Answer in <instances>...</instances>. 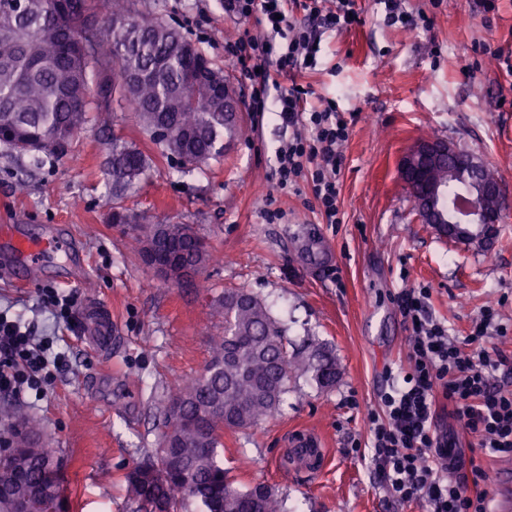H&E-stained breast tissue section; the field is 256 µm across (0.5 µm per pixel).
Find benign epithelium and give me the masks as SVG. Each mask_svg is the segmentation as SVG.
Wrapping results in <instances>:
<instances>
[{
	"label": "benign epithelium",
	"mask_w": 512,
	"mask_h": 512,
	"mask_svg": "<svg viewBox=\"0 0 512 512\" xmlns=\"http://www.w3.org/2000/svg\"><path fill=\"white\" fill-rule=\"evenodd\" d=\"M454 147L438 139L419 140L414 143L400 158L399 167L403 179L417 181L431 164H446L451 174V181L464 182L470 190L464 202L443 212L435 205V200L442 197L447 185L435 183L426 193L418 195L414 202L417 218L424 224L436 225V230L450 240L463 244L482 243L493 237L498 223V211L493 205L484 202L487 197H496L501 193L498 185L485 182L479 173L483 164L471 160L467 167H459L451 163ZM146 265L158 276L168 280L173 274L185 279L193 273V269L176 265L175 261L158 257L156 246L150 244L143 251Z\"/></svg>",
	"instance_id": "7a95c632"
}]
</instances>
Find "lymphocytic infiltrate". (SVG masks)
Here are the masks:
<instances>
[{"mask_svg":"<svg viewBox=\"0 0 512 512\" xmlns=\"http://www.w3.org/2000/svg\"><path fill=\"white\" fill-rule=\"evenodd\" d=\"M224 13L252 20L257 32L225 42L224 58L244 79L249 111L274 114L286 137L272 177L280 193L309 185L323 223H340L339 174L351 122L335 99L315 96L301 81L317 65L323 35L360 24L355 0H224ZM431 291L410 288L397 298L410 330L406 366L368 410L367 455L387 497L428 512H489L486 474L450 476L439 459L455 437L438 433L434 415L447 401L469 447L488 455L512 453V385L493 376L508 360L484 342L507 333L494 307H485L468 336L452 338L430 312ZM62 353L36 342L21 321L0 313V394H43V378Z\"/></svg>","mask_w":512,"mask_h":512,"instance_id":"lymphocytic-infiltrate-1","label":"lymphocytic infiltrate"}]
</instances>
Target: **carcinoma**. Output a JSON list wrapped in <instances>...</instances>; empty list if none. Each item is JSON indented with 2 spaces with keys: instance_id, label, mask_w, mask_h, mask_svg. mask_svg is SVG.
<instances>
[{
  "instance_id": "carcinoma-1",
  "label": "carcinoma",
  "mask_w": 512,
  "mask_h": 512,
  "mask_svg": "<svg viewBox=\"0 0 512 512\" xmlns=\"http://www.w3.org/2000/svg\"><path fill=\"white\" fill-rule=\"evenodd\" d=\"M109 5L108 23L98 3ZM224 78L174 27L150 17L137 0H0V144L19 154H63L89 112L126 104L162 153L191 171L224 153L233 105L206 85ZM149 168L140 149L112 140L108 172L118 200ZM188 224L166 225L165 239L192 256L195 270L210 261L197 252ZM224 332L212 341L203 372L170 395L161 440L125 476L134 512H180L186 500L204 512H280L274 487L245 490L221 463L224 430H242L270 416L294 370L322 389L336 384V358L317 349L292 361L281 325L264 302L244 289L216 300ZM13 463L0 466V512L14 501L25 512H62V463L36 438L38 425L19 417Z\"/></svg>"
}]
</instances>
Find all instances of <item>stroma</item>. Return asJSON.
<instances>
[{
	"label": "stroma",
	"instance_id": "obj_1",
	"mask_svg": "<svg viewBox=\"0 0 512 512\" xmlns=\"http://www.w3.org/2000/svg\"><path fill=\"white\" fill-rule=\"evenodd\" d=\"M145 3L242 87L224 44L255 30L254 21L225 17L223 0ZM356 8L361 24L324 34L317 66L306 75L317 95L336 98L355 116L343 147L342 223H322L308 186L275 192L270 175L283 132L267 114L245 113L232 148L186 173L129 109L91 113L61 156L20 155L0 144V227L31 235L59 226L85 256L81 266L50 264L23 286L0 275V309L66 351L42 400L0 395V436L9 437L15 411L38 421L40 437L63 463L66 512H134L124 477L156 448L174 388L208 363L211 339L224 327L213 301L227 288L266 302L289 352L305 356L327 346L338 371L326 390L294 374L273 415L225 431L229 480L241 488L273 485L284 512H424L388 502L350 441L366 440L364 412L377 402L376 387L408 353L410 332L396 303L401 289L430 288L433 317L456 337L483 307H497L508 332L487 345L512 357V75L482 52L487 45L512 53V0H495L488 13L479 0H442L436 8L406 0L409 12L432 16L425 32L384 25L372 0H356ZM116 134L151 158L146 177L118 200L106 165ZM420 139L446 140L496 170L506 207L490 244H455L417 219L398 160ZM271 206L283 219H265ZM144 221L192 225L212 261L182 283L160 279L137 254L133 227ZM303 224L320 226L331 264L305 259L294 235ZM46 286L76 294L72 322L41 307ZM93 308L116 328L110 352L83 339ZM299 427L327 441L320 472H310L284 442Z\"/></svg>",
	"mask_w": 512,
	"mask_h": 512
}]
</instances>
